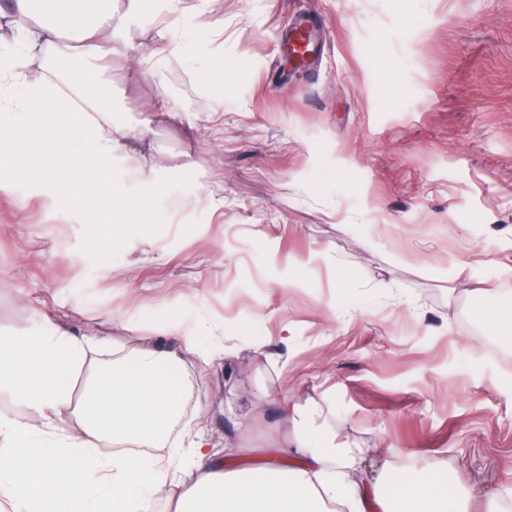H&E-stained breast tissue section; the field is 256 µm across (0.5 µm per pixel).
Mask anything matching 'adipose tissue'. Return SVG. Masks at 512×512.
Wrapping results in <instances>:
<instances>
[{"label":"adipose tissue","mask_w":512,"mask_h":512,"mask_svg":"<svg viewBox=\"0 0 512 512\" xmlns=\"http://www.w3.org/2000/svg\"><path fill=\"white\" fill-rule=\"evenodd\" d=\"M146 0H13L18 35L0 49V160H35L15 178L49 182L92 228H105L107 244L138 235L152 219L112 175L114 157L140 156L154 173L161 146L151 125L132 127L112 116V60L139 54L143 75L154 73L179 49L182 22L201 0H153L170 24L157 46L139 51L128 33ZM43 57L48 74L24 72L28 57ZM478 316L512 336V302L487 278H469ZM170 350L138 337L113 355L108 336H77L42 317L0 338V398L23 418L0 415V507L7 512H152L158 494L175 488L174 512H472L471 493L446 472L387 473L384 489L361 485V449L335 447L314 436L313 418L289 399L278 401L293 444L271 441L256 470L217 460L209 439L197 435L168 448L182 417L187 356L200 352L207 325L185 331L170 323ZM91 367L81 399L72 380ZM79 424L68 427L66 416ZM167 455H159V448Z\"/></svg>","instance_id":"obj_1"}]
</instances>
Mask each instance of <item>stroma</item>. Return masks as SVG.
Wrapping results in <instances>:
<instances>
[{
    "mask_svg": "<svg viewBox=\"0 0 512 512\" xmlns=\"http://www.w3.org/2000/svg\"><path fill=\"white\" fill-rule=\"evenodd\" d=\"M304 15L326 40L309 67L280 43ZM184 40L223 74L112 63L113 116L164 146L162 184L112 161L153 209L145 234L109 250L44 182L0 181V338L36 310L119 348L202 318L218 334L186 361L172 441L199 428L225 465L258 468L238 451L264 445L285 397L329 406L315 422L366 449L362 479L381 448L390 469L512 500V343L466 278L512 296V0H214ZM162 92L197 136L156 119Z\"/></svg>",
    "mask_w": 512,
    "mask_h": 512,
    "instance_id": "stroma-1",
    "label": "stroma"
}]
</instances>
